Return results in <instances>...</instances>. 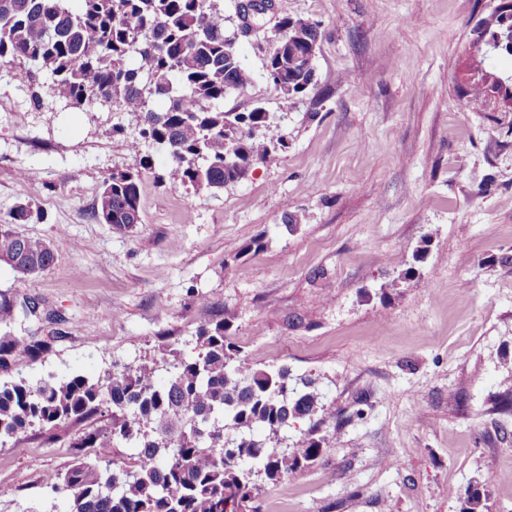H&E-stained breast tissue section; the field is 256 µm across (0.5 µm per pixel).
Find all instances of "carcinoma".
Segmentation results:
<instances>
[{"label": "carcinoma", "instance_id": "1", "mask_svg": "<svg viewBox=\"0 0 512 512\" xmlns=\"http://www.w3.org/2000/svg\"><path fill=\"white\" fill-rule=\"evenodd\" d=\"M512 7L485 21L476 43L485 53L512 56ZM288 44L272 42L263 64L270 85L285 81L286 108L315 85L317 27L288 17ZM24 65L31 104L41 109L51 83L65 88L75 108L102 101L145 115L129 138L138 153L147 144L168 152L180 182L194 190H219L242 179L256 160L288 148V138L263 107L224 109L254 76L243 63L236 37L224 32L223 0H0V70ZM162 104L155 110L154 103ZM142 172L121 171L103 180L95 217L126 228L142 223ZM54 253L41 239L0 224V263L24 275L48 271ZM37 299L0 302L11 322L35 313ZM217 320L197 334V353L174 355L164 378L157 363L113 364L92 379L50 377L33 385L21 378L0 384V445L34 427L51 431L80 423L106 409L107 424L70 439L76 462L52 491L69 500V512H225L224 492L236 496L235 512H257L262 475L275 483L307 467L320 441L287 453L282 437L289 423L312 418L319 394L309 379L288 387L285 367L257 369L241 357ZM40 342L0 336V367L8 359L35 358ZM135 450L127 466L100 468L115 443Z\"/></svg>", "mask_w": 512, "mask_h": 512}]
</instances>
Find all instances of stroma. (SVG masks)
Returning a JSON list of instances; mask_svg holds the SVG:
<instances>
[{
    "mask_svg": "<svg viewBox=\"0 0 512 512\" xmlns=\"http://www.w3.org/2000/svg\"><path fill=\"white\" fill-rule=\"evenodd\" d=\"M502 2L275 0L317 26L318 82L281 110L269 41L245 37L255 82L224 106L275 113L287 149L218 191L183 186L150 150L143 221L123 230L94 208L105 177L145 158L125 137L134 115L36 110L22 79L0 81V224L27 206L17 232L55 254L39 275L0 265V300L56 315L0 320L48 345L0 382L161 363L221 319L253 367L315 379L335 420L290 425L289 447L316 433L322 451L262 482L260 512H462L475 487L485 512H512V107L463 97L473 67L512 77V58L474 45ZM106 422L0 446V512H65L52 488L68 442Z\"/></svg>",
    "mask_w": 512,
    "mask_h": 512,
    "instance_id": "35a3bbf8",
    "label": "stroma"
}]
</instances>
